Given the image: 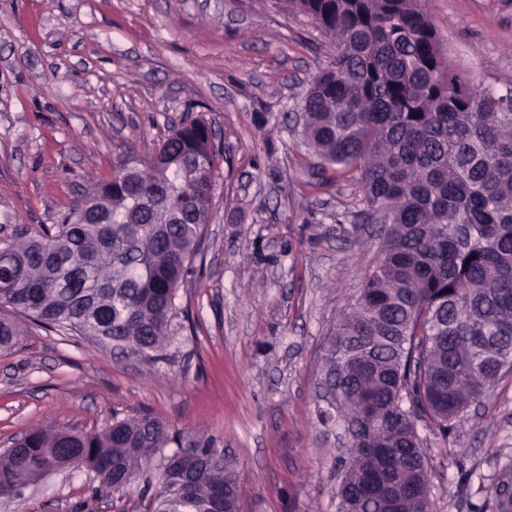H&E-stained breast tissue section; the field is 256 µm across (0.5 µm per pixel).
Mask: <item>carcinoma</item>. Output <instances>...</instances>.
<instances>
[{"instance_id": "1", "label": "carcinoma", "mask_w": 512, "mask_h": 512, "mask_svg": "<svg viewBox=\"0 0 512 512\" xmlns=\"http://www.w3.org/2000/svg\"><path fill=\"white\" fill-rule=\"evenodd\" d=\"M333 40L301 101L323 183L351 180L383 213L379 259L324 356L321 426L349 418L339 512H430L416 421L442 435L512 371V88L479 89L445 57L423 0H289ZM201 118L151 158L130 151L61 222L0 239V305L142 357L162 349L210 221L217 156ZM159 457L155 512L237 507L214 440L142 413L83 433L39 427L0 454V494L86 468L98 491ZM494 512H512V470Z\"/></svg>"}]
</instances>
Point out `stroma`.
Masks as SVG:
<instances>
[{"label":"stroma","mask_w":512,"mask_h":512,"mask_svg":"<svg viewBox=\"0 0 512 512\" xmlns=\"http://www.w3.org/2000/svg\"><path fill=\"white\" fill-rule=\"evenodd\" d=\"M452 67L512 88V0H426ZM332 42L288 0H0V237L58 223L126 145L151 156L203 117L222 148L194 271L153 362L14 322L0 349V452L50 425L102 431L148 412L214 438L242 481L238 512H337L342 426L316 419L325 338L379 250L346 180L318 183L298 104ZM431 512L492 505L512 466V372L448 436L417 423ZM156 462L97 493L64 470L0 512H152Z\"/></svg>","instance_id":"stroma-1"}]
</instances>
